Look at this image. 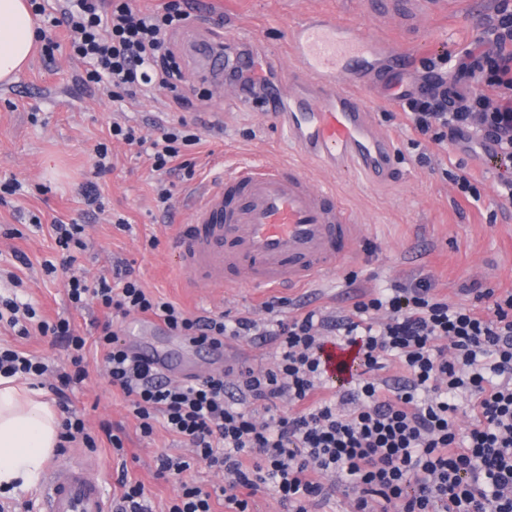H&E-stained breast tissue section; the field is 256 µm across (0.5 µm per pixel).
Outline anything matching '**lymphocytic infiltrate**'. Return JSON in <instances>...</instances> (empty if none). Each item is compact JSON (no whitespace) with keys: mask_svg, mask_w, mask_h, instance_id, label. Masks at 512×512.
<instances>
[{"mask_svg":"<svg viewBox=\"0 0 512 512\" xmlns=\"http://www.w3.org/2000/svg\"><path fill=\"white\" fill-rule=\"evenodd\" d=\"M191 0H161L144 10L133 0H29L46 17L37 39L51 54L53 30L64 29L81 80L113 100L134 101L157 91L180 99L182 72L169 46L188 26ZM497 50L482 55L471 72L472 90L458 107L448 104L439 62L428 61L427 91L407 97L413 129L436 144L478 142L499 169V194L512 201V11L497 5ZM113 138L142 147L151 169L163 176L200 139L186 120L162 121L155 132L113 124ZM59 262L46 273L70 268L88 248L83 225L53 224ZM474 301L451 304L429 279L395 283L365 294L342 316L282 297L264 302L263 320L227 313L194 316L148 293L127 260L90 282L74 275L67 296L73 308L96 302L104 314L95 342L104 351L105 374L120 391L142 436L156 427L191 448V455L156 458L155 477L177 480L166 512H249L239 489L272 488L287 512H309L335 492L353 496V512H512V292L473 284ZM162 320L177 336L220 347L225 337L275 344L270 368L246 366L180 382L165 377L128 344L114 322L130 314ZM0 324L16 336L31 332L63 338L67 357L52 367L41 358L0 347V375L37 380L54 375L63 414L61 437L96 447L84 416L63 393L88 376L87 339L68 318H38L31 303L0 296ZM336 342L358 348L360 362L346 387L326 391L321 352ZM397 359L402 378H378L385 360ZM221 470L222 486L199 484V467Z\"/></svg>","mask_w":512,"mask_h":512,"instance_id":"obj_1","label":"lymphocytic infiltrate"}]
</instances>
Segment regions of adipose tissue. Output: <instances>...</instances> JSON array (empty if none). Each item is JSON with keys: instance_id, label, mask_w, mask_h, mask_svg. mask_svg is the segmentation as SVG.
Returning <instances> with one entry per match:
<instances>
[{"instance_id": "obj_1", "label": "adipose tissue", "mask_w": 512, "mask_h": 512, "mask_svg": "<svg viewBox=\"0 0 512 512\" xmlns=\"http://www.w3.org/2000/svg\"><path fill=\"white\" fill-rule=\"evenodd\" d=\"M35 21L27 0H0V82L12 81L28 64ZM61 419L42 388L0 377V492L33 484L54 452Z\"/></svg>"}]
</instances>
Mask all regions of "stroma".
Here are the masks:
<instances>
[{
  "label": "stroma",
  "mask_w": 512,
  "mask_h": 512,
  "mask_svg": "<svg viewBox=\"0 0 512 512\" xmlns=\"http://www.w3.org/2000/svg\"><path fill=\"white\" fill-rule=\"evenodd\" d=\"M192 32L211 42L233 45L245 39L247 53L269 58L272 68L267 81L287 76L296 62L287 51L288 32L309 10H330L369 38L379 39L389 52L410 50L414 73L424 63L442 58L462 63L466 50L479 48L492 54L496 46L487 30L491 25L481 9L448 11L446 15L417 21L416 32H407L390 14L370 9L364 0H194ZM59 44L53 58L34 53L28 67L0 92V183L12 180L19 191L0 203V294L17 292L31 302L43 318L66 317L78 332L95 340L92 325L101 312L96 305L77 310L67 298L68 276L64 271L46 274L44 261L54 259L56 245L49 226L55 220L76 221L85 227L89 244L77 257L76 269L87 280L107 272L113 260L133 261L146 290L178 303L197 314L248 313L262 317V305L270 292L259 288L186 287L187 272L176 246L178 227L187 223L188 211L182 200L197 179L217 174L241 160L278 162L288 153L280 145L274 124L262 117L258 104H246L218 90L216 74L197 60L176 34L172 47L182 60L184 101L172 102L165 92L142 97L133 103L115 102L97 89L79 81L81 64L70 58L68 35L56 30ZM210 88L211 97H196L198 87ZM366 101L377 124L393 139L397 149L389 177L374 180L356 174L316 169L315 186L332 184L339 198L354 211L360 224L356 256L332 271L323 284H309L281 295L292 303H307L336 315L351 308L357 297L406 282L414 277L429 278L439 296L452 303H471L462 288L470 283L501 294L512 291V203L498 192V171L484 151H470L466 145L440 146L415 133L403 108L386 96L367 91ZM186 119L197 126L198 146L188 151L193 179L182 173L168 175L173 198L169 210L156 202V177L151 162L138 146L109 138L112 122L126 121L149 127L152 118ZM110 140L113 171L97 179L105 201L103 211H87L80 189L93 179V148ZM428 163H419V154ZM473 174L479 199L464 198L451 179L453 173ZM38 216L41 229L30 228L31 216ZM128 220L129 231L116 227L117 218ZM20 230L13 238L9 229ZM157 246H149L150 238ZM23 252L27 264H20L15 252ZM23 280L12 288L7 274ZM355 282H348V274ZM230 349L219 361L222 369L240 365L271 366L273 345L259 340L229 339ZM89 376L69 390L73 406L84 413L98 441L96 448L68 447L58 454L69 460L97 464L108 498L120 494V472L144 483L156 512H164L176 493L171 481L154 476L160 452L185 454L186 449L164 428L142 437L137 422L122 395L104 378L102 355H89ZM122 428L126 456L113 454L102 424Z\"/></svg>",
  "instance_id": "1"
}]
</instances>
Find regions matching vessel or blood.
Segmentation results:
<instances>
[{"mask_svg": "<svg viewBox=\"0 0 512 512\" xmlns=\"http://www.w3.org/2000/svg\"><path fill=\"white\" fill-rule=\"evenodd\" d=\"M288 47L300 64L287 105L267 97L296 153L336 172L386 175L396 148L375 122L363 93L377 82L394 97L408 96L400 76L405 56L389 72L366 67L376 42L348 31L327 12L306 16L291 28ZM209 70L231 68L260 76L262 66L204 44ZM192 220L177 237L183 265L194 282L248 288H293L321 279L353 257L360 229L334 189L314 187L293 163L251 164L191 195ZM329 377L345 383L357 371L355 348L327 345ZM41 512H109L97 469L88 463L51 465L39 491Z\"/></svg>", "mask_w": 512, "mask_h": 512, "instance_id": "b4317fda", "label": "vessel or blood"}]
</instances>
